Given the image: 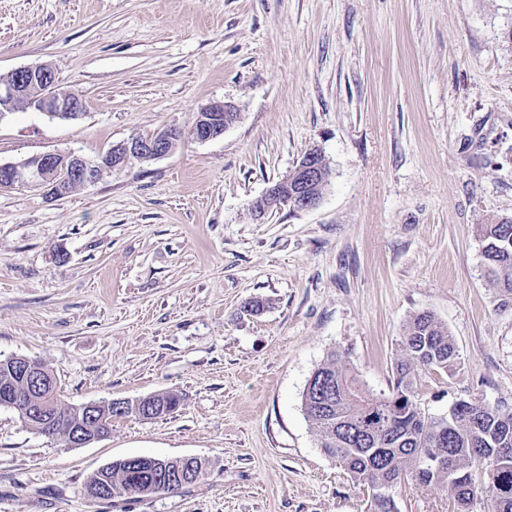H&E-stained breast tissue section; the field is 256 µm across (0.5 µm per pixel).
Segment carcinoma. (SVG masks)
<instances>
[{
  "label": "carcinoma",
  "mask_w": 512,
  "mask_h": 512,
  "mask_svg": "<svg viewBox=\"0 0 512 512\" xmlns=\"http://www.w3.org/2000/svg\"><path fill=\"white\" fill-rule=\"evenodd\" d=\"M486 274L500 294L499 309L512 308V218L481 225ZM404 356L393 371L389 392L367 389L333 352L311 375L303 391L304 418L320 448L355 481L367 487L369 512H398L395 496L378 494L388 486L440 484L453 498L456 512H474V488L490 493L488 512H512V410L481 400H459L442 416H428L417 401L421 371L447 373L458 351L448 327L429 312L414 315L402 336ZM176 394L149 400L158 416L175 412ZM498 460L491 476L484 461ZM198 467L185 464L184 481H175L176 466L147 457L138 469L122 459L94 473L88 483L107 489L102 500L173 492L196 482Z\"/></svg>",
  "instance_id": "1"
}]
</instances>
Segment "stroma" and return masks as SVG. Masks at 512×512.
<instances>
[{
  "instance_id": "1",
  "label": "stroma",
  "mask_w": 512,
  "mask_h": 512,
  "mask_svg": "<svg viewBox=\"0 0 512 512\" xmlns=\"http://www.w3.org/2000/svg\"><path fill=\"white\" fill-rule=\"evenodd\" d=\"M55 67L75 120L20 108L0 163L97 159L213 103L236 117L60 199L0 189V358L46 363L67 405L173 392L172 414L113 419L72 447L0 407V512H367L302 412L331 352L388 389L411 317L454 337L420 373L430 415L512 408V310L484 274L482 224L512 218V0H0V75ZM319 150V203L251 205ZM263 311H243L245 301ZM193 456L192 485L93 500L113 460ZM398 512H452L405 484Z\"/></svg>"
}]
</instances>
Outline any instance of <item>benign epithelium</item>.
Here are the masks:
<instances>
[{
	"label": "benign epithelium",
	"instance_id": "obj_1",
	"mask_svg": "<svg viewBox=\"0 0 512 512\" xmlns=\"http://www.w3.org/2000/svg\"><path fill=\"white\" fill-rule=\"evenodd\" d=\"M32 108L51 118H77L84 112V101L75 93L59 88L56 70L49 64L21 66L0 78V118L18 108ZM232 107L213 103L199 115L194 130L195 139L208 142L224 135L228 127L227 113ZM179 140V130L169 127L149 137H135L111 147L95 161L74 153L47 152L17 162L0 164V188L47 187L54 198L69 194L68 186L83 187L97 182L105 172L122 167L132 160H155L172 152ZM61 175L54 180L47 172ZM325 184L320 154L311 151L307 160L297 165L283 180L271 185L265 194L252 204L259 214L283 206L293 211L314 208ZM13 378L35 391L47 384L49 367L37 360L13 356L6 360ZM112 402H89L74 407L76 423L64 430L63 438L72 447L90 444L106 437L111 431L112 418L108 406ZM30 424L47 427L54 424L56 415L44 398L35 397L18 408Z\"/></svg>",
	"mask_w": 512,
	"mask_h": 512
}]
</instances>
